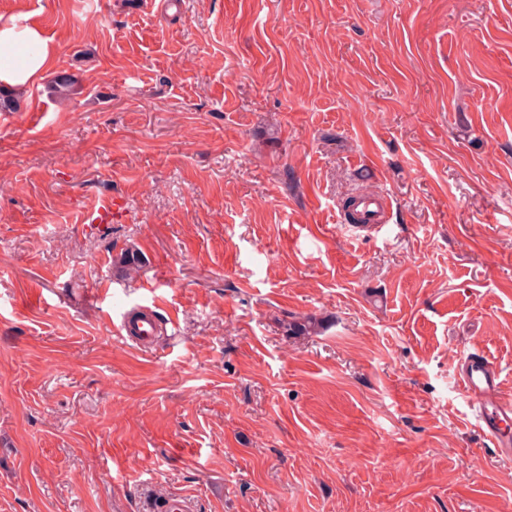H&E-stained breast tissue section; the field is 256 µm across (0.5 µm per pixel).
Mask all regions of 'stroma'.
<instances>
[{"label": "stroma", "mask_w": 512, "mask_h": 512, "mask_svg": "<svg viewBox=\"0 0 512 512\" xmlns=\"http://www.w3.org/2000/svg\"><path fill=\"white\" fill-rule=\"evenodd\" d=\"M19 14L55 63L0 111V512H512L458 380L481 347L512 401V0ZM359 213L368 220V224H380L385 221L390 208V198L384 194H362L356 201ZM122 204L110 196H102L97 199L90 209V216L95 223H111L120 212ZM142 316L123 319L118 334L126 342L147 348L157 333V319L152 311L141 312Z\"/></svg>", "instance_id": "35a3bbf8"}]
</instances>
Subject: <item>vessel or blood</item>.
Returning <instances> with one entry per match:
<instances>
[{
  "label": "vessel or blood",
  "instance_id": "b4317fda",
  "mask_svg": "<svg viewBox=\"0 0 512 512\" xmlns=\"http://www.w3.org/2000/svg\"><path fill=\"white\" fill-rule=\"evenodd\" d=\"M357 208L369 223L385 221L390 199L383 194H362ZM119 201L109 196L97 199L90 209L96 223L112 222L119 214ZM118 333L124 341L139 347H149L157 333V319L147 311L139 317L123 319ZM500 367L481 349H473L461 362L460 382L465 389L476 420L499 455L512 456V404L499 396Z\"/></svg>",
  "mask_w": 512,
  "mask_h": 512
}]
</instances>
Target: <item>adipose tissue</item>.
Returning a JSON list of instances; mask_svg holds the SVG:
<instances>
[{
	"label": "adipose tissue",
	"mask_w": 512,
	"mask_h": 512,
	"mask_svg": "<svg viewBox=\"0 0 512 512\" xmlns=\"http://www.w3.org/2000/svg\"><path fill=\"white\" fill-rule=\"evenodd\" d=\"M53 50L42 28L28 20L0 22V87L38 85L53 67Z\"/></svg>",
	"instance_id": "adipose-tissue-1"
}]
</instances>
